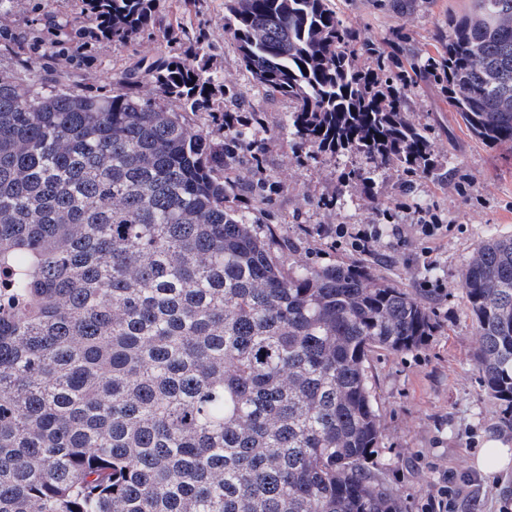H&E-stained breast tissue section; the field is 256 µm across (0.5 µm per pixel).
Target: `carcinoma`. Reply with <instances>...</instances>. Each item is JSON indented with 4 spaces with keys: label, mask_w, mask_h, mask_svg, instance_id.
<instances>
[{
    "label": "carcinoma",
    "mask_w": 512,
    "mask_h": 512,
    "mask_svg": "<svg viewBox=\"0 0 512 512\" xmlns=\"http://www.w3.org/2000/svg\"><path fill=\"white\" fill-rule=\"evenodd\" d=\"M115 46L154 33L156 0H84ZM239 60L292 104L299 147L433 174L405 106L438 82L470 132L512 143V0H473L424 62L329 0H224ZM144 58L80 93L40 62L0 72V512H402L371 470L382 433L367 362L436 330L368 263L282 269L232 205L252 121L209 62ZM361 56L373 67L358 65ZM152 86L150 95L137 91ZM206 111L214 141L182 116ZM462 290L481 383L512 435V236L490 235Z\"/></svg>",
    "instance_id": "cac0c4a2"
}]
</instances>
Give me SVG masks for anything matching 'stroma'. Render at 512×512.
Listing matches in <instances>:
<instances>
[{
  "label": "stroma",
  "instance_id": "1",
  "mask_svg": "<svg viewBox=\"0 0 512 512\" xmlns=\"http://www.w3.org/2000/svg\"><path fill=\"white\" fill-rule=\"evenodd\" d=\"M343 20L362 36L385 41L392 32L406 34L419 55L436 54L450 15L462 13L470 0H409L405 9L390 0H331ZM80 0H18L1 17L16 31L57 25L75 16ZM162 21L181 16L183 39L205 29L212 45L210 62L223 69L226 84L243 93L242 104L262 119L258 135V167H240L238 207L254 228L269 239L271 252L288 266L314 267L368 261L377 275L403 288L435 310L439 328L421 348L399 353L373 351L368 376L380 421L382 440L374 455L378 471L403 512H424L425 504L445 472L457 474L456 512H499L512 500V468L486 478L473 467L480 448L497 443L512 449V437L495 431L496 407L486 396L474 354L479 347L462 294L465 267L489 233L512 234V145H487L466 129L460 115L433 80L417 86L406 110L425 128L436 159L448 165L444 178L407 176L392 165L380 169L373 195L348 180L364 158L349 153L310 158L282 134L287 99L254 86L240 65L231 36L224 28V0H159ZM75 54L88 57L87 73L95 83L82 90L108 89L120 68L144 56L178 51V43L157 35L140 37L117 48L106 41L72 39ZM278 182L281 192L262 203L248 183L254 176ZM430 208L448 232L436 241L429 263H422L421 239L398 246L382 236L374 256L363 257L336 247L340 224H410L414 212ZM441 281L445 292L429 296L425 284Z\"/></svg>",
  "mask_w": 512,
  "mask_h": 512
}]
</instances>
